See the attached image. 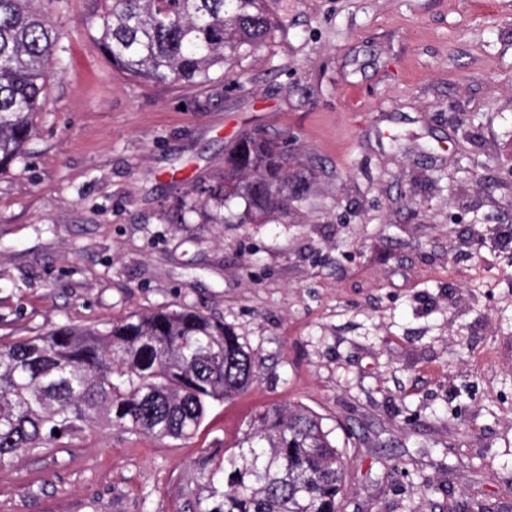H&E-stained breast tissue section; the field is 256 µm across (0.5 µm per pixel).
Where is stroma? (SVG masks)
<instances>
[{"mask_svg":"<svg viewBox=\"0 0 512 512\" xmlns=\"http://www.w3.org/2000/svg\"><path fill=\"white\" fill-rule=\"evenodd\" d=\"M287 30L206 85L113 69L55 0L63 75L0 171V340L192 308L256 359L188 440L103 423L0 460V512H197L272 404L349 458L344 512H512V0H268ZM245 132L288 139L286 215L176 223Z\"/></svg>","mask_w":512,"mask_h":512,"instance_id":"obj_1","label":"stroma"}]
</instances>
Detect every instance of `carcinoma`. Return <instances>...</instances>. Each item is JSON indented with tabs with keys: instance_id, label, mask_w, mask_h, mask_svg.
Returning <instances> with one entry per match:
<instances>
[{
	"instance_id": "carcinoma-1",
	"label": "carcinoma",
	"mask_w": 512,
	"mask_h": 512,
	"mask_svg": "<svg viewBox=\"0 0 512 512\" xmlns=\"http://www.w3.org/2000/svg\"><path fill=\"white\" fill-rule=\"evenodd\" d=\"M0 0V171L26 154L47 77L65 47L44 4ZM91 25L126 76L154 84H205L233 73L285 20L267 0H101ZM283 138L244 133L224 149V175L192 190L193 206L247 202L253 218L288 210ZM255 358L222 320L160 308L104 330L63 325L0 342V460L44 448L98 421L131 434L188 439L213 401L246 392ZM348 461L321 419L302 405H272L251 420L209 475L198 512H343Z\"/></svg>"
}]
</instances>
